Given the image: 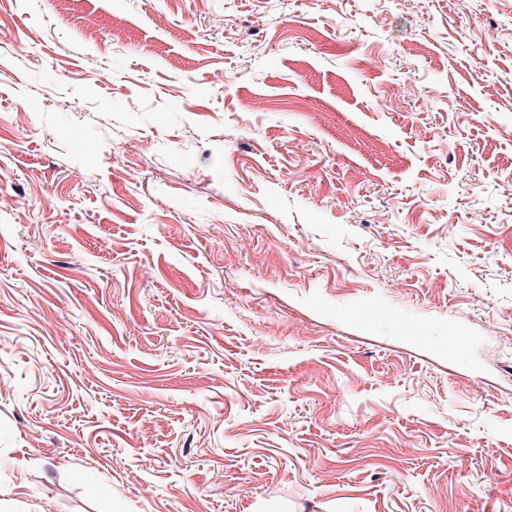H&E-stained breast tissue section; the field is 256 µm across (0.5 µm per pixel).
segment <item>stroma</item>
Masks as SVG:
<instances>
[{"label":"stroma","mask_w":512,"mask_h":512,"mask_svg":"<svg viewBox=\"0 0 512 512\" xmlns=\"http://www.w3.org/2000/svg\"><path fill=\"white\" fill-rule=\"evenodd\" d=\"M1 24L10 512H512V0Z\"/></svg>","instance_id":"stroma-1"}]
</instances>
